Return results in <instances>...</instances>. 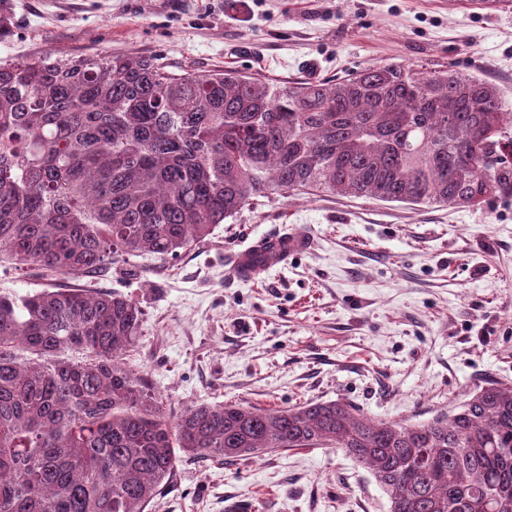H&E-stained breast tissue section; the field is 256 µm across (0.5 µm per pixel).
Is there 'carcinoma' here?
<instances>
[{"mask_svg": "<svg viewBox=\"0 0 512 512\" xmlns=\"http://www.w3.org/2000/svg\"><path fill=\"white\" fill-rule=\"evenodd\" d=\"M290 191L511 196L512 112L447 67L278 83L114 53L0 62V256L17 265L79 278L173 257ZM140 322L132 301L89 289L0 296V512H145L184 457L319 446L367 467L389 512H512L511 384L417 424L340 400L174 418L124 366Z\"/></svg>", "mask_w": 512, "mask_h": 512, "instance_id": "carcinoma-1", "label": "carcinoma"}]
</instances>
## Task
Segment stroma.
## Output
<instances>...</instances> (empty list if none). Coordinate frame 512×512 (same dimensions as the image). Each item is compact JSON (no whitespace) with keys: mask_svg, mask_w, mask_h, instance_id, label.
I'll return each mask as SVG.
<instances>
[{"mask_svg":"<svg viewBox=\"0 0 512 512\" xmlns=\"http://www.w3.org/2000/svg\"><path fill=\"white\" fill-rule=\"evenodd\" d=\"M0 60L97 53L269 80H332L386 63L448 67L512 108V0H0ZM303 231L285 267L239 281L232 256ZM115 293L142 311L126 358L169 414L239 403L282 410L341 399L383 421L425 422L490 380L512 384V196L477 207L284 193L177 258L105 276L0 263V295ZM388 512L371 472L335 448L232 463L184 461L147 512Z\"/></svg>","mask_w":512,"mask_h":512,"instance_id":"obj_1","label":"stroma"}]
</instances>
